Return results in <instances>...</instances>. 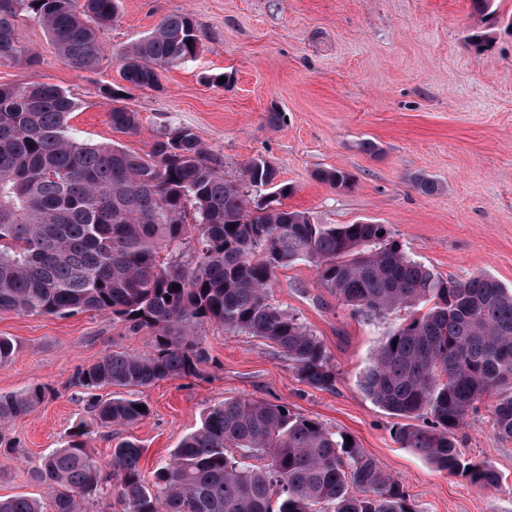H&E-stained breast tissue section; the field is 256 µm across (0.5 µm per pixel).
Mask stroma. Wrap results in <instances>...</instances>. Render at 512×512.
Segmentation results:
<instances>
[{"instance_id": "obj_1", "label": "stroma", "mask_w": 512, "mask_h": 512, "mask_svg": "<svg viewBox=\"0 0 512 512\" xmlns=\"http://www.w3.org/2000/svg\"><path fill=\"white\" fill-rule=\"evenodd\" d=\"M491 8L489 43L478 51L468 40L477 22L471 0H122L119 21L101 33L107 49L130 45L171 13L190 14L201 39L195 60L160 71L159 87L128 91L125 104L140 118L130 136L113 132L111 103L102 96L122 83L118 62L73 68L28 18L18 34L36 61L0 65V85L39 80L70 92L79 108L69 124L89 143L115 140L144 153L163 129L190 128L221 156L225 179L240 181L245 164L262 157L294 188L286 206L316 223L384 224L437 276L482 274L512 288V0H493ZM221 74L227 83H218ZM272 111L280 115L274 126L267 121ZM323 169L349 172L352 188L318 181ZM419 175L435 181V193L415 188ZM269 294L331 353L333 388L308 387L264 341L211 325L202 373L122 389L151 413L109 428L96 423L87 394L70 379L112 350L149 354L150 335L93 311L0 313V336L16 343L0 365V393L38 384L51 391L29 414L0 424L12 445L0 451V497L48 501L32 472L77 424H86L91 452L105 468L118 442L138 441L149 475L209 407L246 396L349 433L402 481L415 512H512V439L495 434L488 405L458 440L466 457L501 472L495 490L440 472L400 447L394 418L360 389L358 376L394 317L370 319L343 305L305 261L278 269Z\"/></svg>"}]
</instances>
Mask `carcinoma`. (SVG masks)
<instances>
[{"label": "carcinoma", "mask_w": 512, "mask_h": 512, "mask_svg": "<svg viewBox=\"0 0 512 512\" xmlns=\"http://www.w3.org/2000/svg\"><path fill=\"white\" fill-rule=\"evenodd\" d=\"M24 11L63 60L91 70L107 58L99 34L119 19L120 0H0V64L35 61L17 34ZM199 41L193 19L176 13L114 55L129 87L152 89L158 70L195 58ZM103 94L112 99V130L137 133L139 115L124 93ZM76 107L57 85H0V312L108 313L152 338L151 354L108 352L78 370L74 385L93 391L195 377L209 361L203 330L219 323L282 353L307 386L332 388L336 366L323 342L268 293L277 269L306 261L356 311L379 319L407 311L358 380L375 406L402 420L395 441L450 476L500 486L494 466L465 457L456 431L488 400L495 433L512 439V289L489 276H436L384 224L314 223L284 206L292 187L263 158L245 165L244 181H228L223 160L189 128L164 129L145 155L86 143L68 124ZM317 177L333 189L353 184L339 169ZM250 186L276 197L255 209ZM45 397L41 386L1 393L0 423ZM139 405L120 395L90 399L105 427L144 420L150 409ZM346 438L285 404L240 397L209 409L151 479L140 469L139 444L118 443L105 470L80 431L34 477L47 486L52 512H85L84 504L114 492L124 512H414L401 481ZM0 512L43 506L0 497Z\"/></svg>", "instance_id": "1"}]
</instances>
